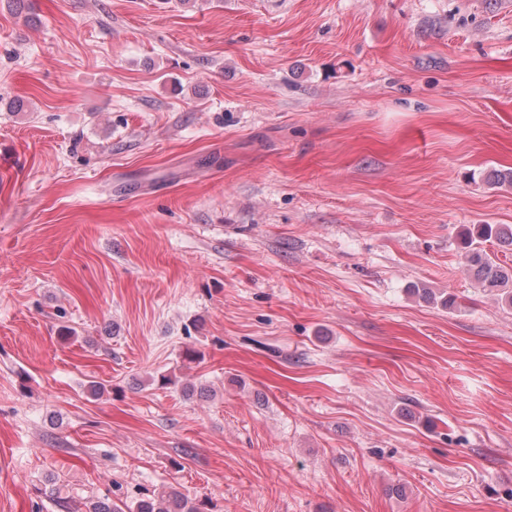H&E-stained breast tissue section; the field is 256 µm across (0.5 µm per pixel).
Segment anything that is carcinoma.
Returning <instances> with one entry per match:
<instances>
[{
    "label": "carcinoma",
    "instance_id": "obj_1",
    "mask_svg": "<svg viewBox=\"0 0 512 512\" xmlns=\"http://www.w3.org/2000/svg\"><path fill=\"white\" fill-rule=\"evenodd\" d=\"M490 242L498 246H512V225L474 224L466 235L464 254L468 271L477 284L490 292H497L498 299L512 308V266L501 264L495 253L485 248ZM66 512H203L200 507L188 504L180 493L152 496L137 501L135 508L110 503L105 498L70 496L61 503Z\"/></svg>",
    "mask_w": 512,
    "mask_h": 512
}]
</instances>
